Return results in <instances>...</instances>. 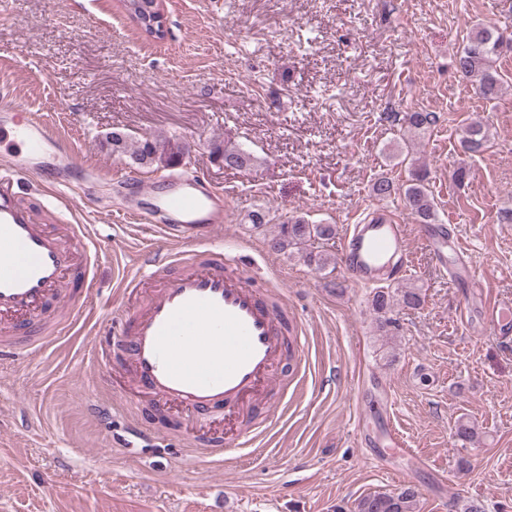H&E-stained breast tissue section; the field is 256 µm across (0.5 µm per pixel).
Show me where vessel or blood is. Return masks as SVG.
Masks as SVG:
<instances>
[{
	"label": "vessel or blood",
	"mask_w": 512,
	"mask_h": 512,
	"mask_svg": "<svg viewBox=\"0 0 512 512\" xmlns=\"http://www.w3.org/2000/svg\"><path fill=\"white\" fill-rule=\"evenodd\" d=\"M17 110L0 98V141H16L0 168V353L14 357L47 349L78 326L76 299L87 293L97 263L90 225L54 227L22 204V196L43 198L48 188L69 185L73 145L32 119L17 127ZM129 182L142 201L125 214L153 229L162 247L123 280L125 300L137 299L145 284L153 290L98 333L95 367L125 369L159 413L223 415V433L200 428L190 440L207 457L255 446L272 421L254 408L287 398L282 373L289 353L306 346L303 330L291 323L287 305H272L269 288L243 270L238 247L216 245L222 189L181 174ZM425 244L443 259L464 254L439 224L431 225ZM340 254L363 284L409 274L414 266L407 228L386 207L351 226ZM483 327L512 336V299L487 302Z\"/></svg>",
	"instance_id": "obj_1"
}]
</instances>
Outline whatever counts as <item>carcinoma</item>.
<instances>
[{"instance_id": "1", "label": "carcinoma", "mask_w": 512, "mask_h": 512, "mask_svg": "<svg viewBox=\"0 0 512 512\" xmlns=\"http://www.w3.org/2000/svg\"><path fill=\"white\" fill-rule=\"evenodd\" d=\"M140 10L130 8L129 0H123L122 7L130 20L147 36L159 33L156 22L159 6L156 0H139ZM504 43V35L495 27L477 26L467 36V44L455 58L457 72L470 80L478 77L482 81L480 95L493 99L499 93L503 77L496 62ZM404 122L407 129L422 133L436 122L432 112H408ZM112 153L125 156L130 163L140 168L169 169L183 165L186 159L184 142L167 137L142 136L133 138L122 131H114L105 138ZM491 135L487 125L480 121L467 124L462 130L460 147L469 155L481 154L490 147ZM224 165L235 169H250L257 165V158L248 150L237 146L218 144L214 147ZM427 169L414 166L409 171L405 185L399 188L394 181L381 175L370 187L372 196L385 199L398 190H403L405 206L422 224L436 223L433 202L427 188ZM335 234L333 224H311L296 217L278 225L276 234L270 240L271 247L283 253H297L305 262L319 269L330 263V257L311 250L312 242L326 239ZM424 301L422 289L418 287L385 288L372 290L369 308L378 322V328L387 332L395 322L387 317L394 307L417 309ZM453 437L464 443L477 441L478 433L474 425L462 419L454 425ZM419 492L411 484L404 485L393 492H375L362 497L356 503L354 512H418Z\"/></svg>"}]
</instances>
